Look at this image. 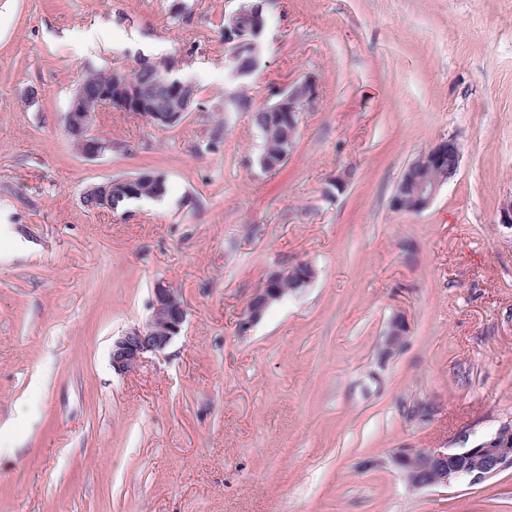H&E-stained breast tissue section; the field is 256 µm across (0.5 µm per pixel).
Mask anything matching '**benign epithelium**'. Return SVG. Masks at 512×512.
Segmentation results:
<instances>
[{
  "mask_svg": "<svg viewBox=\"0 0 512 512\" xmlns=\"http://www.w3.org/2000/svg\"><path fill=\"white\" fill-rule=\"evenodd\" d=\"M264 0H245L240 8L224 19V44L230 60L240 75L252 72L258 65L261 44L259 38L265 28ZM143 66H138L120 89L112 85L97 87L92 94L82 91L73 94L64 115L65 129L83 134L79 153L94 159L109 148V142L95 137L91 128L101 112L116 109L121 112H137L153 125L162 127L178 122L186 112L182 105V93L188 83L174 77V90L160 95L155 86L142 76ZM316 95L315 85L304 80L279 91L272 102L264 104L266 111L278 113L285 127L278 157L288 158L298 138L300 114L312 103ZM462 151L453 137L438 141L419 155L404 170L398 182L392 205L398 210L420 212L426 209L438 190L453 180L460 168ZM448 170V179L423 178V170ZM164 179L152 172L137 176L114 179L105 183L112 192V203H101L100 210H116L118 201L138 195V184L144 180ZM279 273H273L250 300L247 307L246 324L257 322L268 307L280 300L285 288L275 287ZM151 314L145 324L134 326L112 340V369L120 374L134 371L147 355H160L179 336L186 323L187 313L182 299L159 281L152 290ZM408 333V321L402 314L391 319L384 340V353L391 354ZM512 426L503 425L492 438L479 444L451 451L447 448H432L424 452L404 449L391 454L388 463L398 470L408 485L414 489L448 487L460 478L473 485L481 484L499 473L512 470Z\"/></svg>",
  "mask_w": 512,
  "mask_h": 512,
  "instance_id": "benign-epithelium-1",
  "label": "benign epithelium"
}]
</instances>
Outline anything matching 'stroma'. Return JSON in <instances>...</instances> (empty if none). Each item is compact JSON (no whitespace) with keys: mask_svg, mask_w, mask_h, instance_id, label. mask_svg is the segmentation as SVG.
Instances as JSON below:
<instances>
[{"mask_svg":"<svg viewBox=\"0 0 512 512\" xmlns=\"http://www.w3.org/2000/svg\"><path fill=\"white\" fill-rule=\"evenodd\" d=\"M240 3L0 0V429L17 443L0 512H512L510 470L416 490L386 464L512 423V0H268L243 77L224 47ZM142 58L174 59L190 112L166 130L101 113L110 146L82 157L64 114L85 68ZM304 80L317 99L264 172L251 113ZM447 136L457 177L395 210L404 168ZM144 171L162 197L84 206ZM300 262L310 287L246 325L267 275ZM159 280L184 331L116 374L112 338L145 324ZM408 321L403 314H396L391 319L384 340V353L390 355L403 341L408 333Z\"/></svg>","mask_w":512,"mask_h":512,"instance_id":"35a3bbf8","label":"stroma"}]
</instances>
